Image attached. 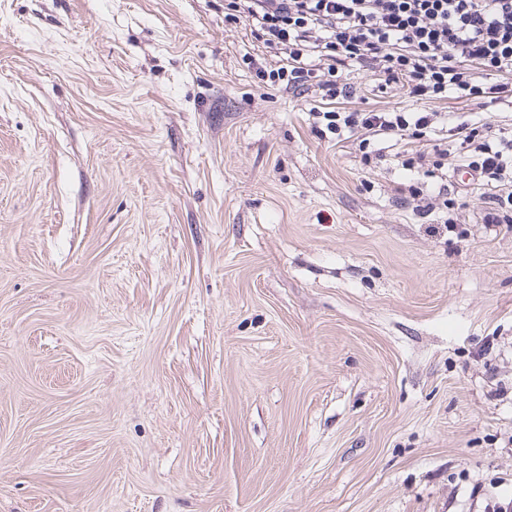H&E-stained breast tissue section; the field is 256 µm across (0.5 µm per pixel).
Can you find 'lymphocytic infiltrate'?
I'll return each mask as SVG.
<instances>
[{
    "mask_svg": "<svg viewBox=\"0 0 512 512\" xmlns=\"http://www.w3.org/2000/svg\"><path fill=\"white\" fill-rule=\"evenodd\" d=\"M246 26L267 48L285 52L276 68L254 64L259 83L285 91L317 86L322 99L352 97L355 88L339 72L348 64L380 74L385 84L406 87L420 101L482 93L480 75H492L498 101L512 104V0H238ZM326 132L362 131L361 147L381 137L424 141L445 125L438 112L326 111ZM463 161L482 190L487 224L512 223V137L491 124L455 127ZM449 150L399 153L409 181L398 198L412 200L419 214L454 209L448 195Z\"/></svg>",
    "mask_w": 512,
    "mask_h": 512,
    "instance_id": "lymphocytic-infiltrate-1",
    "label": "lymphocytic infiltrate"
}]
</instances>
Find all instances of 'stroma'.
I'll list each match as a JSON object with an SVG mask.
<instances>
[{
  "label": "stroma",
  "mask_w": 512,
  "mask_h": 512,
  "mask_svg": "<svg viewBox=\"0 0 512 512\" xmlns=\"http://www.w3.org/2000/svg\"><path fill=\"white\" fill-rule=\"evenodd\" d=\"M230 0H0V512H491L512 224L396 199ZM337 111L512 132L344 66Z\"/></svg>",
  "instance_id": "35a3bbf8"
}]
</instances>
